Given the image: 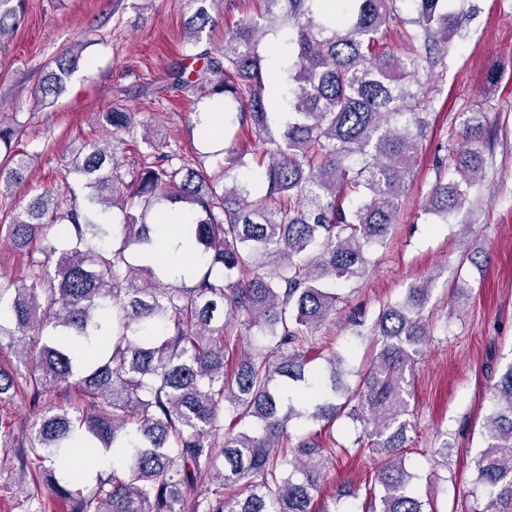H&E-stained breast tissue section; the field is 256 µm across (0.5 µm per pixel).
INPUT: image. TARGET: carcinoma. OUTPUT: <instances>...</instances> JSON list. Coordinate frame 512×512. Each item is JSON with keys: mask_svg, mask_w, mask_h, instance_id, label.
Returning a JSON list of instances; mask_svg holds the SVG:
<instances>
[{"mask_svg": "<svg viewBox=\"0 0 512 512\" xmlns=\"http://www.w3.org/2000/svg\"><path fill=\"white\" fill-rule=\"evenodd\" d=\"M218 0H184L186 58L172 86L220 99L237 127L224 157L182 153L142 135L149 161L125 169L122 154L135 114L116 102L99 131L72 157L87 189L65 200L44 187L26 205L3 211L0 238L26 250V272L0 279V336L14 360L0 364V402L22 392L39 416L22 440L0 436L21 477L37 469L28 512L50 498L70 512H339L338 494L320 498L336 461V441H293L303 417L362 426L356 453L379 455V490L363 512H434L412 495L406 466L410 372L430 341L429 282L378 313L374 354L354 388L342 382L343 357L329 351V374L306 376L313 330L336 311V280L369 275L367 251L385 244L431 128L436 66L461 35L448 0H351L348 12L321 18V0H224V49H199L217 25ZM23 0H0V40L23 19ZM400 29L401 42L387 40ZM278 79L263 75L277 47ZM80 60L67 50L48 64L40 99L58 97ZM486 113L462 112L455 179L436 174L427 216L448 220L483 177L479 145ZM265 145L246 160L240 133ZM19 122L0 119V184L23 180L28 156L13 150ZM255 165L259 180L236 170ZM180 210L204 258L189 288L159 279L136 252L157 260L150 215ZM65 243H45L47 230ZM257 328L271 349H247L224 334L229 323ZM276 357H271L272 353ZM76 387L78 406L44 405L45 394ZM493 407L465 512H512V363L491 387ZM80 441L83 456L68 464ZM112 453L119 465L85 496L71 482Z\"/></svg>", "mask_w": 512, "mask_h": 512, "instance_id": "carcinoma-1", "label": "carcinoma"}]
</instances>
